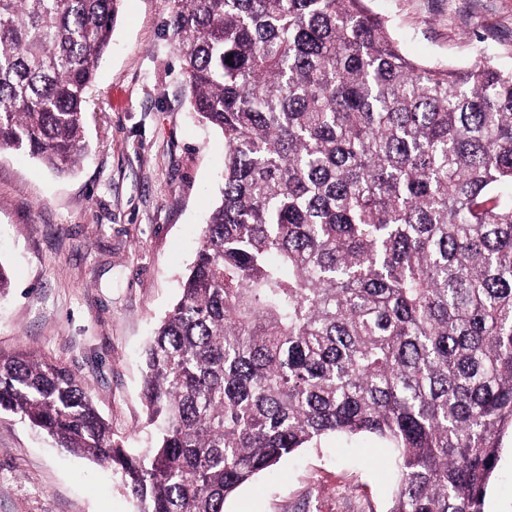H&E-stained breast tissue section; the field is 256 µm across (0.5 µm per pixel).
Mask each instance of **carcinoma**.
Instances as JSON below:
<instances>
[{"label": "carcinoma", "mask_w": 512, "mask_h": 512, "mask_svg": "<svg viewBox=\"0 0 512 512\" xmlns=\"http://www.w3.org/2000/svg\"><path fill=\"white\" fill-rule=\"evenodd\" d=\"M119 6L0 0V148L73 172ZM168 31L224 175L144 351L151 446L24 354L0 413L117 468L140 512H224L329 433L393 448L389 512H485L512 431V71L417 63L365 0H173Z\"/></svg>", "instance_id": "cac0c4a2"}]
</instances>
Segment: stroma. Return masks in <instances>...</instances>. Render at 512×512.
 <instances>
[{"instance_id":"stroma-1","label":"stroma","mask_w":512,"mask_h":512,"mask_svg":"<svg viewBox=\"0 0 512 512\" xmlns=\"http://www.w3.org/2000/svg\"><path fill=\"white\" fill-rule=\"evenodd\" d=\"M401 50L462 67L479 54L512 70V0H368ZM172 0H121L112 48L89 92L86 149L58 175L0 149V358L26 352L89 386L115 439L151 443L142 350L178 296L217 197L224 138L191 112L167 24ZM392 452L329 435L227 499L224 512H388ZM0 512H137L118 474L54 448L0 415ZM485 512H512L506 434Z\"/></svg>"}]
</instances>
